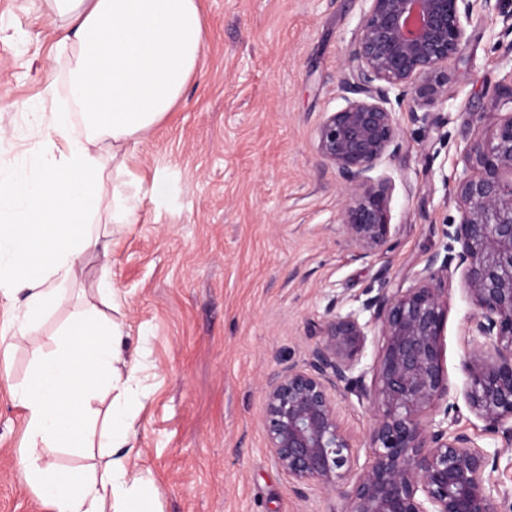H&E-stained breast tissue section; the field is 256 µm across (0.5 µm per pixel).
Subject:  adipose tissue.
Masks as SVG:
<instances>
[{
  "label": "adipose tissue",
  "mask_w": 512,
  "mask_h": 512,
  "mask_svg": "<svg viewBox=\"0 0 512 512\" xmlns=\"http://www.w3.org/2000/svg\"><path fill=\"white\" fill-rule=\"evenodd\" d=\"M67 53L69 111L38 113L47 139L39 153L0 169V302L13 308L0 331L10 357L66 300L82 260L100 265L98 300L114 294L100 221L131 223L136 177L126 159L181 98L205 45L198 0H45ZM123 329L84 302L35 349L13 396L25 413L21 468L48 512H159L150 483L134 476L125 401L136 359L122 355ZM104 451L102 463L63 469L42 459L47 448Z\"/></svg>",
  "instance_id": "adipose-tissue-1"
}]
</instances>
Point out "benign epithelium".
Wrapping results in <instances>:
<instances>
[{
    "mask_svg": "<svg viewBox=\"0 0 512 512\" xmlns=\"http://www.w3.org/2000/svg\"><path fill=\"white\" fill-rule=\"evenodd\" d=\"M345 48L340 72L344 105L318 130L323 161L345 182L337 220L359 258L372 259L395 236L392 179L383 173L401 147L397 108L414 120L448 101V70L470 35L473 14L501 11L502 0H369ZM487 107L501 114L486 138L469 136L484 116L469 112L462 132L465 165L444 178L460 213L448 223L444 257L433 255L412 284L334 296L309 359L282 365L262 389L267 448L305 498L337 495L341 512H509L512 495L495 476L504 448L489 451L448 424L443 366L448 277L460 276L474 305L463 329L465 399L485 430L512 446V85ZM424 112V116L417 112ZM383 341L373 363L366 344ZM371 383H366V378ZM353 394L374 412L371 459L357 453L336 407Z\"/></svg>",
    "mask_w": 512,
    "mask_h": 512,
    "instance_id": "benign-epithelium-1",
    "label": "benign epithelium"
}]
</instances>
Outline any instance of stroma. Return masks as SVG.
Listing matches in <instances>:
<instances>
[{
  "mask_svg": "<svg viewBox=\"0 0 512 512\" xmlns=\"http://www.w3.org/2000/svg\"><path fill=\"white\" fill-rule=\"evenodd\" d=\"M207 24L203 63L181 101L127 162L142 203L131 224H103L125 341L136 349L133 415L138 459L161 512H340L332 494L297 497L269 455L261 390L279 362H304L326 305L377 287L381 271L410 285L413 271L443 251L459 212L446 175L464 165L466 113L479 134L498 122L487 92L512 82V44L502 16L477 13L450 69L447 103L427 122L402 107V146L387 164L394 189L388 251L361 260L337 212L343 181L317 148L325 113L344 104L340 68L367 0H200ZM43 0H0V168L34 155L46 133L31 110L66 105V57ZM71 297L9 361L0 360V512H46L19 463L25 417L10 387L32 352L79 306ZM474 311L458 277L448 280L444 367L456 426L487 448L501 438L464 399L463 328ZM360 465L373 415L355 396L337 401Z\"/></svg>",
  "mask_w": 512,
  "mask_h": 512,
  "instance_id": "1",
  "label": "stroma"
}]
</instances>
